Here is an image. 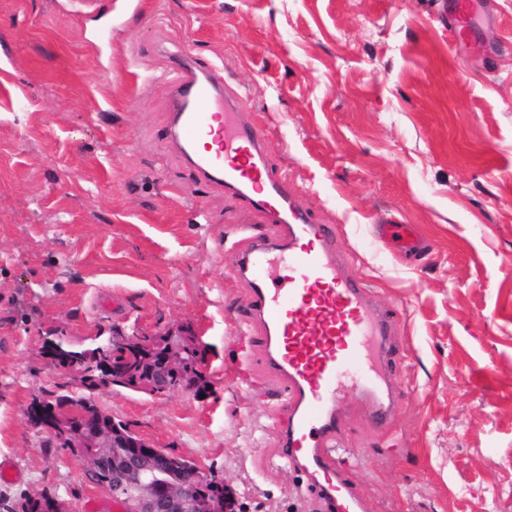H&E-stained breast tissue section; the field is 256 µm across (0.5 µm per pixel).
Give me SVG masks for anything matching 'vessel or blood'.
Here are the masks:
<instances>
[{
	"instance_id": "1",
	"label": "vessel or blood",
	"mask_w": 512,
	"mask_h": 512,
	"mask_svg": "<svg viewBox=\"0 0 512 512\" xmlns=\"http://www.w3.org/2000/svg\"><path fill=\"white\" fill-rule=\"evenodd\" d=\"M448 40L476 47L475 0H446ZM159 79L169 91L167 142L205 183L234 196L243 212L263 213L276 238H248L231 266L252 285L233 320L259 350L284 407L277 455L302 471L330 512H371L346 475L357 457L339 437L346 389L390 415L396 396L385 364L393 315L375 306L369 286L347 277L327 225L298 203L269 161L265 131L239 99L226 96L223 67L180 50L167 52Z\"/></svg>"
}]
</instances>
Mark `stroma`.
Returning <instances> with one entry per match:
<instances>
[{
    "mask_svg": "<svg viewBox=\"0 0 512 512\" xmlns=\"http://www.w3.org/2000/svg\"><path fill=\"white\" fill-rule=\"evenodd\" d=\"M483 48L454 47L432 0H112L92 14L0 0V508L29 494L113 512L86 465L27 417L80 384L53 334L188 325L206 345L205 393L96 391L153 446L213 472L240 512H324L276 453L280 402L236 381L224 311L250 283L225 253L271 236L257 214L167 147L157 45L224 65L228 93L265 128L301 206L336 227L344 269L395 311L391 416L351 392L340 434L374 512H512V0H482ZM381 224H406L409 258ZM261 371L259 352L248 355Z\"/></svg>",
    "mask_w": 512,
    "mask_h": 512,
    "instance_id": "obj_1",
    "label": "stroma"
}]
</instances>
